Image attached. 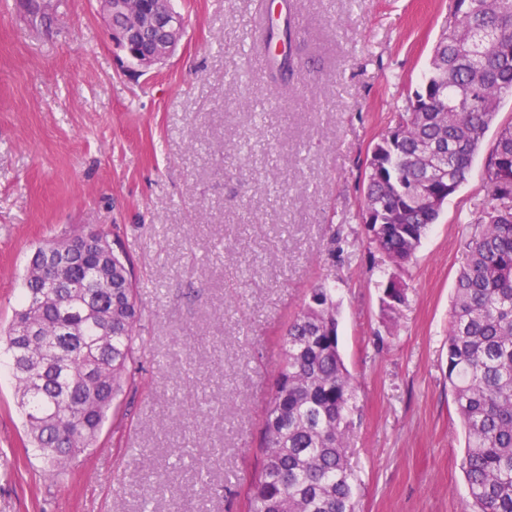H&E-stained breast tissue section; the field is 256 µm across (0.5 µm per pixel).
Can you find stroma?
<instances>
[{
	"instance_id": "35a3bbf8",
	"label": "stroma",
	"mask_w": 512,
	"mask_h": 512,
	"mask_svg": "<svg viewBox=\"0 0 512 512\" xmlns=\"http://www.w3.org/2000/svg\"><path fill=\"white\" fill-rule=\"evenodd\" d=\"M183 36L140 72L98 0H0V512H248L280 341L309 290L338 304L354 379L355 512H469L448 322L499 104L467 182L400 272L360 212L366 160L454 0H173ZM296 33L272 82L258 24ZM102 227L134 262L136 360L98 445L39 479L3 340L44 241ZM175 485L176 497L162 487ZM384 288L390 299L382 298L383 309L390 314H396L399 306L406 301L408 286L402 280L392 275L387 279Z\"/></svg>"
}]
</instances>
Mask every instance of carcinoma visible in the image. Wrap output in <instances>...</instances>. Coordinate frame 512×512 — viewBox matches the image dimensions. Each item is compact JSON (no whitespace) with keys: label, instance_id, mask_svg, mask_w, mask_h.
<instances>
[{"label":"carcinoma","instance_id":"carcinoma-1","mask_svg":"<svg viewBox=\"0 0 512 512\" xmlns=\"http://www.w3.org/2000/svg\"><path fill=\"white\" fill-rule=\"evenodd\" d=\"M292 56L272 57L286 78ZM512 95V0H458L421 85L373 145L364 206L370 243L409 262L444 202L467 181L500 100ZM486 198L467 224L448 327V383L465 433L462 462L475 512H512V124L499 128ZM34 252L10 324V368L42 475L60 480L97 447L136 359L141 310L133 262L120 242L88 249L53 274ZM408 286L385 283L394 314ZM266 408L263 459L250 512H353L347 456L354 385L339 352L330 289L309 290L282 338Z\"/></svg>","mask_w":512,"mask_h":512}]
</instances>
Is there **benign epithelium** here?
Listing matches in <instances>:
<instances>
[{"label": "benign epithelium", "instance_id": "1", "mask_svg": "<svg viewBox=\"0 0 512 512\" xmlns=\"http://www.w3.org/2000/svg\"><path fill=\"white\" fill-rule=\"evenodd\" d=\"M100 0L102 12L112 34V39L129 57L134 58L145 72L163 63L173 52L183 30L181 16L170 10L168 0ZM103 232L92 230L72 245L48 248L42 261L49 267L60 266L75 251L97 243Z\"/></svg>", "mask_w": 512, "mask_h": 512}]
</instances>
